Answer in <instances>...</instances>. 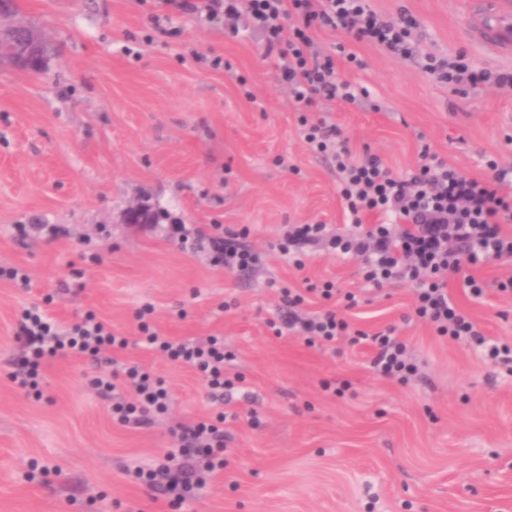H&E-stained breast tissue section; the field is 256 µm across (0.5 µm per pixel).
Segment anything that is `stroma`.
<instances>
[{
  "label": "stroma",
  "mask_w": 512,
  "mask_h": 512,
  "mask_svg": "<svg viewBox=\"0 0 512 512\" xmlns=\"http://www.w3.org/2000/svg\"><path fill=\"white\" fill-rule=\"evenodd\" d=\"M368 4L414 17L417 54L400 59L317 30L316 48L369 95L318 102L313 115L340 129L354 156L380 155L397 174L416 169L425 145L475 177L489 158L512 167V88L455 90L424 69L427 57L460 55L475 70L512 72V52L483 38L494 22L481 0ZM16 5L15 21L54 52L38 74L0 67V267L31 278L26 288L0 280V512H512V372L416 320L411 284L372 288L359 261L315 247L300 271L279 253L286 225L340 232L350 219L336 167L303 142L261 36L176 12L155 26L137 0ZM214 56L223 68L210 66ZM134 207L162 218L131 221ZM21 224L58 233L24 237ZM173 224L192 225L195 239L180 244ZM216 224L250 225L262 263L213 265ZM507 273L512 264L477 268L491 284L478 299L458 278L449 286L485 336L512 344V295L492 287ZM307 279L359 294L346 312L353 330L396 327L416 378L379 377L361 339L317 349L275 335L280 287ZM147 302L162 336L223 337L234 354L225 373L244 378L229 402H215L190 368L137 346L135 312ZM42 303L58 322L92 310L128 336L118 360L166 380L168 415L145 428L117 424L111 399L91 385L110 369L91 359L49 363L42 398L20 389L10 378L17 313ZM220 411L225 465L206 475L199 500L171 510L128 475L174 446L176 424Z\"/></svg>",
  "instance_id": "stroma-1"
}]
</instances>
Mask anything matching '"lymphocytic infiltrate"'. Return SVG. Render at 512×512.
<instances>
[{"mask_svg": "<svg viewBox=\"0 0 512 512\" xmlns=\"http://www.w3.org/2000/svg\"><path fill=\"white\" fill-rule=\"evenodd\" d=\"M159 4L197 14L211 21L230 20L229 30L238 33L246 27L259 32L265 55H277L280 81L295 103L311 108L317 99L357 102L356 88L341 80L332 56L313 48L312 33L324 27L340 28L353 40L378 45L397 57L408 59L416 47L409 38L413 21L388 20L371 10L365 0H158ZM426 71L439 81L456 87L511 85L512 75L470 70L459 60L431 61ZM304 141L315 153L332 157L339 178V190L351 216L347 232L336 233L324 224H292L278 248L296 269L305 261L301 246L322 245L339 257L363 260L366 283L381 288L398 282L415 288L414 314L440 336L465 340L479 347L486 359L512 365V345L488 339L452 298L449 275H462L463 285L472 297H482L485 280L474 273L490 261L512 259V234L503 225L512 223V194L502 193L504 183H512V167L503 168L488 161L486 177H470L431 154L419 153L420 163L413 172L392 174L381 156L368 154L355 158L336 126L309 116L300 118ZM369 214L384 216L381 224L364 223ZM251 234L249 225L236 229L215 225L208 243L215 263L226 271L252 269L259 254L242 248L240 242ZM280 328L301 336L308 346L332 345L350 333L349 322L336 310L303 316L299 307L306 294L332 299V282L308 283L305 293L281 287ZM152 304L135 312L141 344L162 353L170 361L189 366L206 383L213 400H223L235 387L224 373V364L234 355L223 340H173L160 336L151 326ZM17 340L22 351L13 381L34 397H41L40 376L45 365L58 357L80 355L97 357L105 350L128 347L127 337L114 333L95 312H85L70 325L53 321L40 307L22 309ZM376 350L371 361L383 378L408 384L418 372L407 346L389 327L372 334ZM101 394L112 398V417L119 424L143 427L153 424L169 410V388L163 378L152 376L136 362L123 363L111 377L92 381ZM226 413L199 419L179 427L174 435L178 446L150 466L134 467L131 475L150 489H161L171 507L199 497L204 473L224 467Z\"/></svg>", "mask_w": 512, "mask_h": 512, "instance_id": "1", "label": "lymphocytic infiltrate"}]
</instances>
